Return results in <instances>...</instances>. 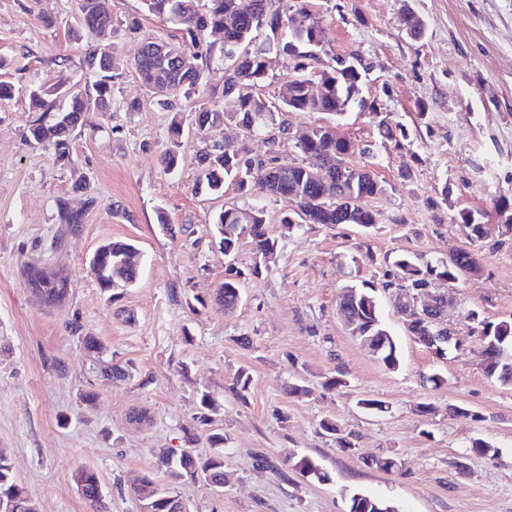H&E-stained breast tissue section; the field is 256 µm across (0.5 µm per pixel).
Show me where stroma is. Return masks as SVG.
<instances>
[{"instance_id": "obj_1", "label": "stroma", "mask_w": 512, "mask_h": 512, "mask_svg": "<svg viewBox=\"0 0 512 512\" xmlns=\"http://www.w3.org/2000/svg\"><path fill=\"white\" fill-rule=\"evenodd\" d=\"M322 17L319 61H305L315 77L335 58L368 64L365 109L342 120L323 112H288L289 129L337 124L372 154L354 155L385 192L371 199L377 224H305L284 230L287 197L240 194L226 182L223 196L197 192L198 152L205 139L195 114L205 94L179 100L184 127L180 167L165 174L160 155L172 113L162 110L132 63L145 39L182 44L173 24L149 14L142 0H106L115 25L112 50L124 63L112 86V107L89 111L72 144V159L23 136L34 117L32 85L67 80L72 90L92 82L83 60L95 35L69 38L78 21L76 0H0V82L13 87L0 101V448L10 454L17 481L38 512H139L136 480L165 483L158 454L186 444L194 433L198 455L211 451L208 435H224L223 495L186 481L177 495L193 512H347L356 493L394 503L398 512H512V387L489 379L470 311L490 322L512 320V0H312ZM423 20L410 37L403 11ZM137 19V31L125 22ZM138 111H127L129 102ZM405 130L403 147L384 140L379 117ZM82 222L63 230L59 203ZM228 207L263 208L277 241L275 265L241 286L232 310L214 295L224 281V255L213 234ZM479 214L489 233L481 244L479 275L456 288L446 312L460 349L437 357L410 335L388 296H381L386 328L396 337L400 367L376 362L337 314L343 286L382 277L392 257L409 250L425 260L466 246L463 212ZM167 224H159L158 213ZM132 242L141 255L137 282L110 300L88 260L104 241ZM50 261L66 268L70 296L46 306L24 284L29 266ZM105 345L87 351L73 325ZM249 337L242 347L240 337ZM130 364L115 378L108 363ZM243 396L231 386L240 372ZM440 374L444 382L429 381ZM341 375L329 390L326 378ZM299 385L306 393L294 396ZM99 398L86 408L81 395ZM217 410L208 425L195 421L202 391ZM386 406L369 415L359 399ZM432 403L435 413L416 408ZM460 413H450V406ZM144 411L135 424L132 413ZM331 418L350 433L339 448L319 423ZM496 454L475 456L473 439ZM312 458L326 480L286 475L259 465L265 457ZM374 457L395 458L392 473L369 468ZM95 471L101 503L91 509L74 476Z\"/></svg>"}]
</instances>
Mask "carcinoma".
I'll list each match as a JSON object with an SVG mask.
<instances>
[{
	"label": "carcinoma",
	"mask_w": 512,
	"mask_h": 512,
	"mask_svg": "<svg viewBox=\"0 0 512 512\" xmlns=\"http://www.w3.org/2000/svg\"><path fill=\"white\" fill-rule=\"evenodd\" d=\"M284 0H143L147 11L179 26L189 47L170 46L161 55L152 50L155 41L141 44L133 69L144 86L156 95L157 103L168 112L177 111L176 97L194 92L205 85V67L218 55L224 58V86L212 106L197 113L198 131L206 132L226 123H233L249 132L269 134V151L259 159L246 158L231 142L214 143L198 155L202 173L197 188L213 195H223L224 183L232 179L237 190L245 195L256 191L267 196L292 195L298 212L283 216L279 222L287 230L306 224H355L368 230L376 224L375 214L368 206L370 199L381 195L384 186L365 166L350 161L353 142L329 140L325 126L314 125L293 137L295 147L305 157V163L286 169L276 167L278 135L288 127L278 122L281 112H325L343 116L355 107H366L363 97L362 64L351 68L339 62L324 69L319 75L323 87L319 95L309 93L311 79L293 77L288 80L289 95L279 96L274 104L259 93L266 77L265 57L275 49L289 57L316 58L312 42L322 33L318 12L310 9V0H298L296 10L309 11L311 26L297 33L289 25L288 9ZM238 7V21L232 27L224 26V12ZM78 27L71 37L79 40L83 32L102 34L112 29V15L102 7L101 0H79ZM406 29L414 36L423 33L422 18L413 10L403 15ZM270 31L268 42L252 46L256 33ZM86 69L95 80L84 91L72 92L63 80L51 86L34 85L29 90V101L38 115L29 122L25 139L33 145L47 144L59 160L70 159L71 145L77 127L83 126L90 106L108 111L112 102V82L118 76L120 63L112 52V44L99 41L92 45L84 59ZM169 144L161 154L163 170L173 174L180 163L182 123L173 119L169 128ZM335 161L330 181L324 183L315 177L316 168L325 161ZM468 229L469 246L453 249L448 258L420 262L413 253L402 252L392 261V270L378 282L351 286L352 293L339 298L337 311L349 320L350 334L358 340L365 338L378 343L381 350L376 360L388 369L400 365V352L395 338L384 325L379 306L382 294L399 299V292L411 298L425 293H439L456 287L467 275L481 271L479 243L487 237L485 225L472 212L460 215ZM267 218L263 209L239 210L227 208L215 218L214 233L224 258L230 261L227 276L219 289L218 301L226 310L241 302V282L257 275L275 263L277 242L268 236ZM250 239L258 262L247 270L232 264L242 239ZM89 268L100 288L118 298L136 282L139 276L138 249L128 241L109 240L95 250ZM29 288L40 294L45 302L53 304L69 290V276L49 266H31L25 273ZM483 347V370L487 377L512 386V321L480 322L477 334ZM321 429L334 437L339 447H352L350 434L344 433L331 418L320 422ZM208 440L214 451L201 457L190 448L166 451L162 463L168 482L158 484L151 475L139 479L135 488L140 512H176L178 495L172 486L185 481H200L217 493L224 491V434L212 432ZM301 475L325 480L326 474L310 458L302 457L292 465ZM84 499L92 504L99 501L101 484L98 475L81 469L75 476ZM15 503L14 512H37L27 491L17 483L7 452L0 450V497ZM348 512H396L390 503L376 497L355 493L350 497Z\"/></svg>",
	"instance_id": "carcinoma-1"
}]
</instances>
